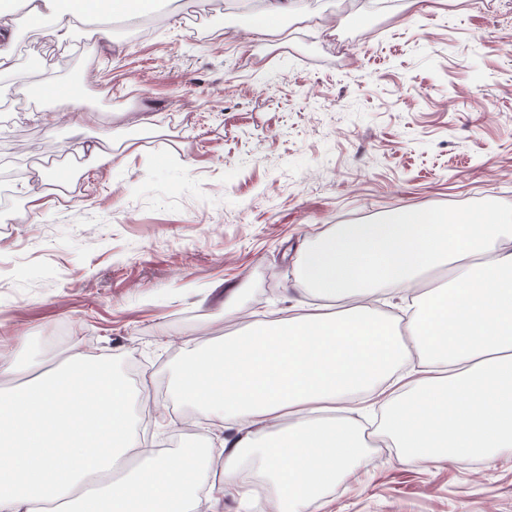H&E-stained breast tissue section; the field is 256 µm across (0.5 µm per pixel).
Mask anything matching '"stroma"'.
<instances>
[{"label": "stroma", "mask_w": 512, "mask_h": 512, "mask_svg": "<svg viewBox=\"0 0 512 512\" xmlns=\"http://www.w3.org/2000/svg\"><path fill=\"white\" fill-rule=\"evenodd\" d=\"M25 14L14 0L0 97L51 78L101 122L72 133L46 101L0 124V213L17 216L0 222V357L134 367L132 393L153 387L164 407H131L150 448L218 458L223 431L182 424L184 339L286 316L302 250L336 225L512 212V0H299L267 38L226 0H156L137 25L110 22L108 49L95 17L59 44ZM55 139L75 160L57 185L41 179ZM379 441L305 512H512V449L406 463Z\"/></svg>", "instance_id": "35a3bbf8"}]
</instances>
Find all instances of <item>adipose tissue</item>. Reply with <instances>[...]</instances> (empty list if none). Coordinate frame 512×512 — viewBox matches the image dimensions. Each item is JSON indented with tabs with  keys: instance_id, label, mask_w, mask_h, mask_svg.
I'll list each match as a JSON object with an SVG mask.
<instances>
[{
	"instance_id": "ef3b65f1",
	"label": "adipose tissue",
	"mask_w": 512,
	"mask_h": 512,
	"mask_svg": "<svg viewBox=\"0 0 512 512\" xmlns=\"http://www.w3.org/2000/svg\"><path fill=\"white\" fill-rule=\"evenodd\" d=\"M147 2L23 0L29 24L60 43L89 14L136 23ZM444 266L454 280L434 301L413 298L399 316L373 307L377 292ZM298 282L313 301L287 318L203 349L184 343L177 399L236 426L222 478L185 455L142 451L123 378L75 354L0 388V512H217L224 492L253 498V458L281 512H303L364 465L356 416L374 398L404 461L512 448V223L400 210L383 224H339L302 258ZM134 450L138 466L102 486Z\"/></svg>"
}]
</instances>
